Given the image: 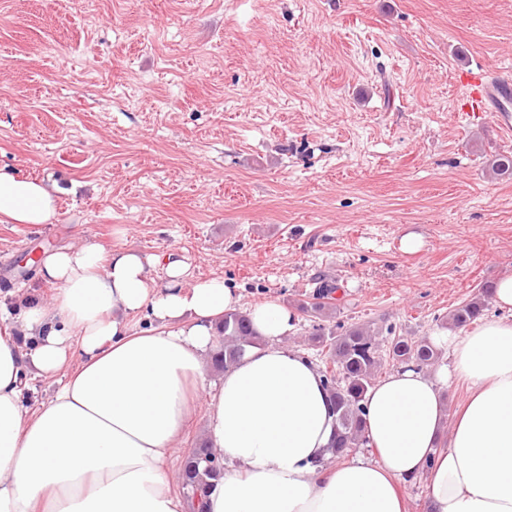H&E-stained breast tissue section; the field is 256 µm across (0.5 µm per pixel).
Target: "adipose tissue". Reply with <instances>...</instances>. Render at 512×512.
Returning a JSON list of instances; mask_svg holds the SVG:
<instances>
[{"instance_id": "adipose-tissue-1", "label": "adipose tissue", "mask_w": 512, "mask_h": 512, "mask_svg": "<svg viewBox=\"0 0 512 512\" xmlns=\"http://www.w3.org/2000/svg\"><path fill=\"white\" fill-rule=\"evenodd\" d=\"M57 193L0 169V221L54 223ZM37 272L47 299L0 300V512H190L169 466L201 399L224 460L207 512H404L401 487L422 474L430 512H512L511 319L435 335L450 366L376 382L369 455L334 465L331 397L320 366L287 344L288 307L250 304L259 346L210 383L217 325L241 304L223 278L190 281L175 253L92 245L46 252ZM54 375V396L28 410L29 380ZM453 377L468 396L448 426Z\"/></svg>"}]
</instances>
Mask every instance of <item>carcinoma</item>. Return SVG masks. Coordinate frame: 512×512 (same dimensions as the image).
Masks as SVG:
<instances>
[{
    "instance_id": "1",
    "label": "carcinoma",
    "mask_w": 512,
    "mask_h": 512,
    "mask_svg": "<svg viewBox=\"0 0 512 512\" xmlns=\"http://www.w3.org/2000/svg\"><path fill=\"white\" fill-rule=\"evenodd\" d=\"M335 290L328 282H319L313 294L314 302L304 310L323 315L327 308L325 299ZM490 295L491 286H481L478 294L448 313V324L460 329L476 322L486 310ZM218 337V345L211 355L212 366L217 371L234 364L248 348L259 344L247 315L238 311L224 315L218 326ZM312 342L326 359L323 373L337 416V433L332 446V457L336 459L367 443L363 402L386 361L395 365L413 362L422 369L437 359V352L428 342L396 336L391 326L383 333L363 324L348 327L340 323L329 327L319 324ZM223 476L224 462L208 444L193 449L185 457L179 479L192 512H205L208 493Z\"/></svg>"
}]
</instances>
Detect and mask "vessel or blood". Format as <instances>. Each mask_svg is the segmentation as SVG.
<instances>
[{
  "instance_id": "b4317fda",
  "label": "vessel or blood",
  "mask_w": 512,
  "mask_h": 512,
  "mask_svg": "<svg viewBox=\"0 0 512 512\" xmlns=\"http://www.w3.org/2000/svg\"><path fill=\"white\" fill-rule=\"evenodd\" d=\"M460 82L464 89L461 111L493 113L499 129L511 136L512 80L475 68L462 72Z\"/></svg>"
}]
</instances>
